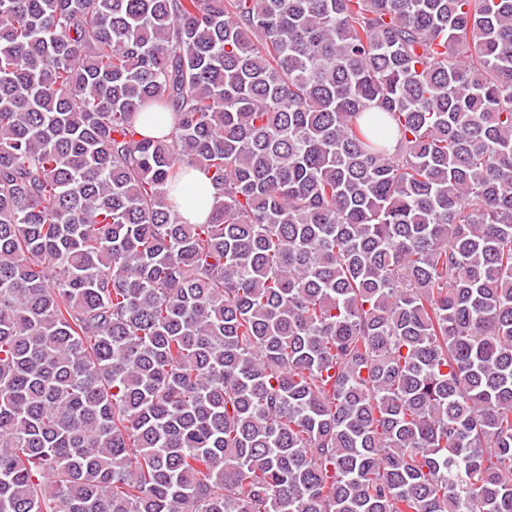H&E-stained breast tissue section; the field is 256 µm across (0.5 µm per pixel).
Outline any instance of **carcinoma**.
Returning a JSON list of instances; mask_svg holds the SVG:
<instances>
[{"label": "carcinoma", "instance_id": "obj_1", "mask_svg": "<svg viewBox=\"0 0 512 512\" xmlns=\"http://www.w3.org/2000/svg\"><path fill=\"white\" fill-rule=\"evenodd\" d=\"M0 512H512V0H0Z\"/></svg>", "mask_w": 512, "mask_h": 512}]
</instances>
